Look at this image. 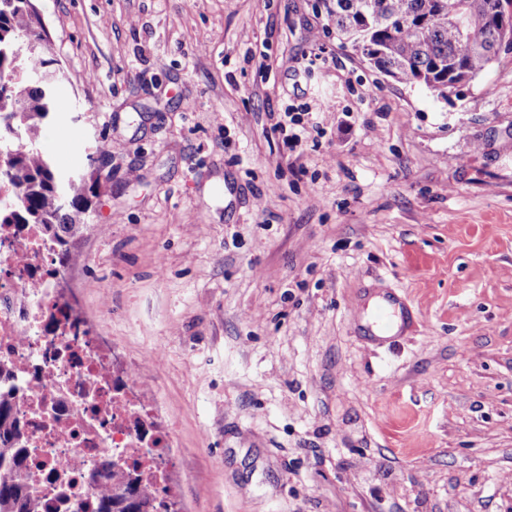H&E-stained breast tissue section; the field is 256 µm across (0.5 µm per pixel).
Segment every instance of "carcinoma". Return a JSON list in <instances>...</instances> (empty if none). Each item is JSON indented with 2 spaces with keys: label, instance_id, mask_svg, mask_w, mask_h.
Wrapping results in <instances>:
<instances>
[{
  "label": "carcinoma",
  "instance_id": "carcinoma-1",
  "mask_svg": "<svg viewBox=\"0 0 512 512\" xmlns=\"http://www.w3.org/2000/svg\"><path fill=\"white\" fill-rule=\"evenodd\" d=\"M512 0H320L319 8L370 66L403 84H423L444 100L483 74L502 52L512 51V24L502 26ZM54 65L48 42L28 0H0V156L7 161L0 188L1 224H39L59 246L57 278L69 263L72 239L88 223L92 208L85 175L54 165L39 136L52 113L56 82L30 76ZM10 407L0 399V512H29L19 497L14 462L19 448L7 428ZM112 479L102 500L120 512H153L151 499L124 466L109 463Z\"/></svg>",
  "mask_w": 512,
  "mask_h": 512
}]
</instances>
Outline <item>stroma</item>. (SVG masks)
<instances>
[{
  "instance_id": "obj_1",
  "label": "stroma",
  "mask_w": 512,
  "mask_h": 512,
  "mask_svg": "<svg viewBox=\"0 0 512 512\" xmlns=\"http://www.w3.org/2000/svg\"><path fill=\"white\" fill-rule=\"evenodd\" d=\"M33 2L66 74L41 144L103 146L60 289L182 512H512V53L442 100L318 0ZM292 112L322 128L291 150Z\"/></svg>"
}]
</instances>
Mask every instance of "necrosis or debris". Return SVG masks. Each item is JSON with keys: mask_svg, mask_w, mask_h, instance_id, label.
Masks as SVG:
<instances>
[{"mask_svg": "<svg viewBox=\"0 0 512 512\" xmlns=\"http://www.w3.org/2000/svg\"><path fill=\"white\" fill-rule=\"evenodd\" d=\"M56 261L38 225L0 224V392L26 442L20 486L39 512H99L106 464L120 456L161 498L169 435L98 336L56 326Z\"/></svg>", "mask_w": 512, "mask_h": 512, "instance_id": "4bbe7bcc", "label": "necrosis or debris"}]
</instances>
